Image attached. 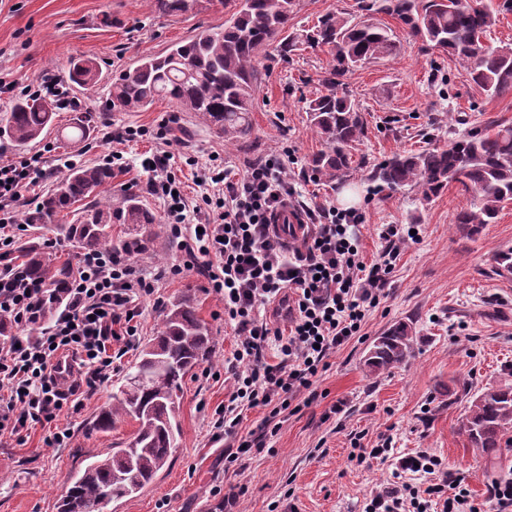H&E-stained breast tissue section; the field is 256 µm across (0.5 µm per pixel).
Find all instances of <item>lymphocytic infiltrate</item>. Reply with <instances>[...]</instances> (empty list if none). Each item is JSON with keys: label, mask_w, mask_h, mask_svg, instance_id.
<instances>
[{"label": "lymphocytic infiltrate", "mask_w": 512, "mask_h": 512, "mask_svg": "<svg viewBox=\"0 0 512 512\" xmlns=\"http://www.w3.org/2000/svg\"><path fill=\"white\" fill-rule=\"evenodd\" d=\"M163 150L144 159L147 187L163 199L171 236L182 251L179 264L146 270L116 253L87 251L68 267L65 300L51 318L43 306L52 290L30 277L14 259L16 247L0 233V319L23 328L0 336V441L52 423L64 405L81 407L113 372V362L134 345L143 300L159 284L192 272L207 280L224 304L235 347L224 360L230 385L212 424L227 462L265 445L296 408L310 406L314 379L327 371L336 349L359 335L366 315L386 297L389 275L409 230L384 225V246L365 262L355 233L362 213L339 212L298 199L288 180V155L271 152L248 162L242 174L213 176V199L201 225L187 221V206ZM43 176L40 156L0 158V224L14 221V205ZM285 207L301 216L302 236L277 225ZM272 307V318L261 310ZM277 363H269L267 350ZM71 359L68 376L61 360ZM261 408L259 435L243 437L244 411ZM364 512H478L461 481L429 486L408 483L372 491Z\"/></svg>", "instance_id": "f902f5d3"}]
</instances>
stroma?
Returning <instances> with one entry per match:
<instances>
[{"label": "stroma", "mask_w": 512, "mask_h": 512, "mask_svg": "<svg viewBox=\"0 0 512 512\" xmlns=\"http://www.w3.org/2000/svg\"><path fill=\"white\" fill-rule=\"evenodd\" d=\"M227 17L220 0L168 18L152 14L148 0H0V77L15 84L13 92L0 94V117L31 81L66 79L71 59L93 58L102 74L96 86L72 89L80 108L57 111L53 131L40 141L19 148L0 134V148L7 155H39L44 161L42 181L17 203V210L34 206L51 189L61 174L59 159L97 165L119 151L128 167L113 170L108 194L134 190L152 213L163 216V202L147 190L140 160L166 147L194 224L203 218L198 175L211 156L219 157L225 172L237 174L247 162L286 148L294 159L288 176L307 204L335 206L342 187L356 191V208L365 217L356 229L365 261L374 260L383 246L380 225L415 224L420 236L402 248L388 295L368 313L360 336L331 355L328 370L314 384L317 399L240 464L225 463L224 444L212 440L210 432L212 416L227 397L224 357L235 342L224 323L223 305L201 277L164 280L158 300L142 304L136 347L154 336L163 305L191 294L199 317L212 331V375L196 372L185 381L181 436L170 465L140 494L112 502L108 512H363L372 490L396 483L399 459L421 450L439 456L484 510L492 484L512 480V447L490 458L457 429L470 394L512 384V278L493 272L495 256L512 249V202L504 203L481 235L465 238L453 226L457 210L471 204L460 184L450 183L426 200L410 187L379 189L370 172L393 154L443 147L471 127L512 122V97L486 95L454 58L409 37L392 17L378 14L375 22L392 30L400 49L344 78L366 118L365 133L352 152L357 172L348 184L315 178L308 166L322 147L306 112V101L320 92L319 78L330 61L320 48L262 59L252 132L239 144H225L193 113L165 99L138 112L109 108L113 79L142 53L164 52L198 28L223 25ZM82 116L91 127L87 142L64 146L59 131ZM130 128L141 129V136L125 139ZM161 130L166 133L162 140L157 137ZM398 321L413 328V357L390 371L368 375L364 360L370 346ZM136 347L117 359V371L81 410H62L56 424L72 433L66 447L46 446L48 431L38 425L25 431L22 441L0 445V512H57L71 476L133 435L134 422L121 421L102 432L94 428L93 418L134 363ZM335 404L340 413H331ZM356 437L365 448L391 438L389 458H352ZM238 486L244 494L225 504V493Z\"/></svg>", "instance_id": "35a3bbf8"}]
</instances>
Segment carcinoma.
Instances as JSON below:
<instances>
[{
    "mask_svg": "<svg viewBox=\"0 0 512 512\" xmlns=\"http://www.w3.org/2000/svg\"><path fill=\"white\" fill-rule=\"evenodd\" d=\"M154 13L172 17L202 6V0H150ZM232 10L220 28H205L164 54L148 53L112 82L109 108L138 112L167 98L183 112H192L217 136L230 144L244 142L251 130L262 74L258 58L274 48L286 56L298 46L325 48L332 56L320 82L325 92L309 99L308 118L323 148L309 161L311 172L328 182L351 179V149L365 132L364 114L342 88L341 78L356 67L398 50L392 31L371 19L344 12H328L316 25L291 31L295 0H224ZM362 10L387 14L407 33L440 49L467 70L473 84L489 96L512 95V46L494 48L487 36L498 13L512 12V0L485 4L483 0H362ZM71 85L89 89L100 80L92 58L70 62ZM54 102L42 97H19L0 127L12 142L26 146L50 129ZM371 178L389 191L415 188L424 199L438 195L451 182L471 193L473 206L460 209L456 229L466 237L480 234L494 223L500 205L512 200V123L498 122L469 129L446 148L401 152L373 168ZM104 165L73 166L35 206L23 211L21 223L49 229L85 250L108 249L140 256L150 247L149 225L155 215L139 196L127 193L105 198L78 212L71 224H59L61 212L111 183ZM128 224L131 232L112 244L111 226ZM25 268L34 279L58 289L46 307H59L66 272L37 241L21 246ZM413 354L412 329L406 323L390 327L378 337L364 360L371 374L406 363ZM212 357V337L199 318L190 295L183 294L161 312L157 336L140 350L112 402L100 408L94 427L108 431L131 419L132 437L105 456L87 464L72 477L58 502V512H107L114 501L143 491L169 462L176 449V419L185 378ZM512 429V386L488 388L470 397L459 421V434L489 453L502 447Z\"/></svg>",
    "mask_w": 512,
    "mask_h": 512,
    "instance_id": "1",
    "label": "carcinoma"
}]
</instances>
